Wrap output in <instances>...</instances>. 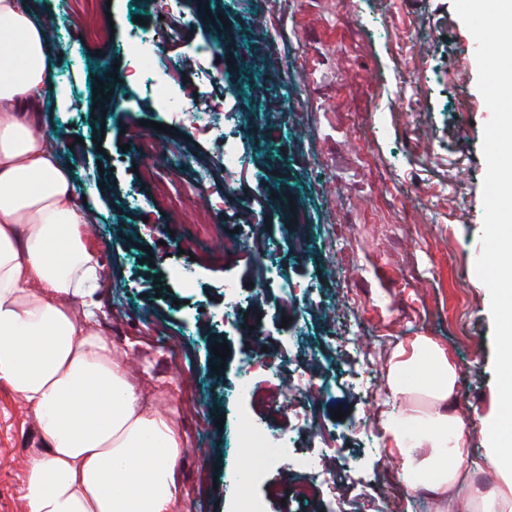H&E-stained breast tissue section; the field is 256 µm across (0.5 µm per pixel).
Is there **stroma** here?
Wrapping results in <instances>:
<instances>
[{
  "label": "stroma",
  "instance_id": "stroma-1",
  "mask_svg": "<svg viewBox=\"0 0 512 512\" xmlns=\"http://www.w3.org/2000/svg\"><path fill=\"white\" fill-rule=\"evenodd\" d=\"M161 5L28 0L49 25L62 93L38 130L83 142L65 161L106 271L96 327L182 433L180 512H238L243 497L260 512H446L427 493L392 496L378 477L398 472L382 427L399 405L387 385L398 345L431 337L457 366L473 459L486 451L481 419L498 414L490 293L475 273L490 111L473 35L453 0H187L197 23L175 37L157 18ZM141 29L190 79L193 107L223 97L225 124L241 135L242 202L213 218L234 250L202 238L195 222L202 199L224 186L221 141L153 128V104L121 62ZM211 42L223 56L200 53ZM104 70L117 71L126 96L103 113L94 92ZM203 70L211 80H198ZM141 141L165 145L169 163L132 156ZM189 150L210 182L183 167ZM186 262L190 288L171 274ZM269 265L289 293H260ZM228 280L247 302L217 328ZM222 341L230 353L218 369ZM265 355L280 360V381L256 375L235 397L244 362ZM181 375L191 394L180 393ZM248 421L319 457L323 479L299 473L292 456L269 461L244 447ZM45 449L27 405L0 384V512H25L21 481ZM247 460L259 476L240 489L233 477Z\"/></svg>",
  "mask_w": 512,
  "mask_h": 512
}]
</instances>
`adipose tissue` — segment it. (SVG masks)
<instances>
[{
  "label": "adipose tissue",
  "instance_id": "ef3b65f1",
  "mask_svg": "<svg viewBox=\"0 0 512 512\" xmlns=\"http://www.w3.org/2000/svg\"><path fill=\"white\" fill-rule=\"evenodd\" d=\"M49 29L23 0H0V383L29 407L48 441L23 480L27 512H178L182 434L144 402L115 345L76 315L71 299L93 296L102 265L62 157L24 101L52 96ZM458 373L445 350L416 337L397 348L393 397L420 405L388 413L384 430L403 459L409 492H460L459 512H512V456L499 451L500 418L485 463L505 490L471 480L465 422L453 409Z\"/></svg>",
  "mask_w": 512,
  "mask_h": 512
}]
</instances>
